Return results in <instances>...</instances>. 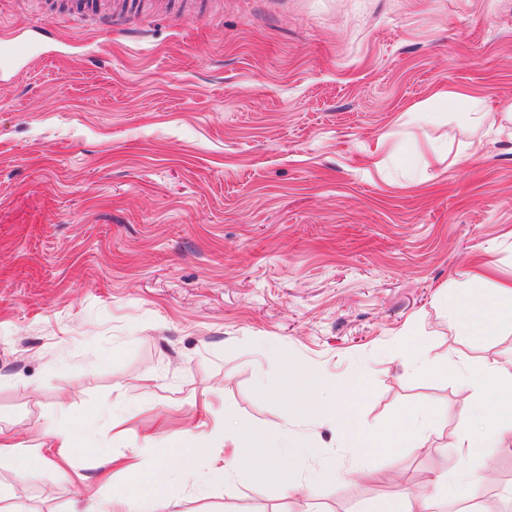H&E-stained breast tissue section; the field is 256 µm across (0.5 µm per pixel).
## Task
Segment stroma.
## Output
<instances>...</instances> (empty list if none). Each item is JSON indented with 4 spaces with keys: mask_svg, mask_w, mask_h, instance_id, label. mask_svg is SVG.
I'll list each match as a JSON object with an SVG mask.
<instances>
[{
    "mask_svg": "<svg viewBox=\"0 0 512 512\" xmlns=\"http://www.w3.org/2000/svg\"><path fill=\"white\" fill-rule=\"evenodd\" d=\"M0 0V33L44 26L0 75V428L61 414L77 447L41 474L0 460L5 512H96L126 486L106 456L160 458L150 431L196 424L203 460H169L178 512H294L279 477L212 481L238 427L303 436L295 479L350 461L340 433L287 419L289 371L324 398L355 377L366 428L439 411L433 451L390 448L372 479L307 485V512H355L460 463L454 378L512 357V325L463 337L442 297L512 281V0H209L193 17L130 13L110 29ZM470 90L493 123L435 100ZM435 113L418 123L419 110ZM275 341L283 366L262 363ZM470 467L512 512V438Z\"/></svg>",
    "mask_w": 512,
    "mask_h": 512,
    "instance_id": "1",
    "label": "stroma"
}]
</instances>
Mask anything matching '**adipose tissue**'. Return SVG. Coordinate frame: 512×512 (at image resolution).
Instances as JSON below:
<instances>
[{"label":"adipose tissue","mask_w":512,"mask_h":512,"mask_svg":"<svg viewBox=\"0 0 512 512\" xmlns=\"http://www.w3.org/2000/svg\"><path fill=\"white\" fill-rule=\"evenodd\" d=\"M469 301L449 302L461 335L492 336L499 326L512 321V283L498 288L496 299L483 296L480 277H473ZM456 383L460 394L470 405L468 422L457 437L456 446L463 460L453 473L429 477L423 488L413 497L396 496L376 507L367 503L356 512H435L439 501H472L478 499L482 483L467 466L468 460L489 458L504 439L512 435V359L497 360L475 368L458 370ZM318 379L307 372L299 378H286L283 391L290 401L291 414L309 415L318 409L321 423L342 428L344 442L351 449L354 463L329 471L318 469L311 473L314 481L332 477L344 478L355 474L367 479L372 475V454L378 448H409L419 453L431 450L430 436L438 413L422 407L409 415L393 418L387 431L375 434L366 430L356 419L349 395H341L324 403H316ZM77 428L72 422L43 430L35 437L34 444L25 445L15 436L0 433V458L12 460L19 470L29 473L37 468V451L59 446L73 447ZM226 440L232 448L231 457L223 466L214 468L213 479L242 480L246 475L262 474L270 464H286L289 460L307 455L304 441L293 434L269 439L257 432L228 429ZM113 469L134 472L135 479L116 500L107 501L100 512H171L168 485L170 476L166 467L151 473H138L132 460L109 458Z\"/></svg>","instance_id":"adipose-tissue-1"}]
</instances>
